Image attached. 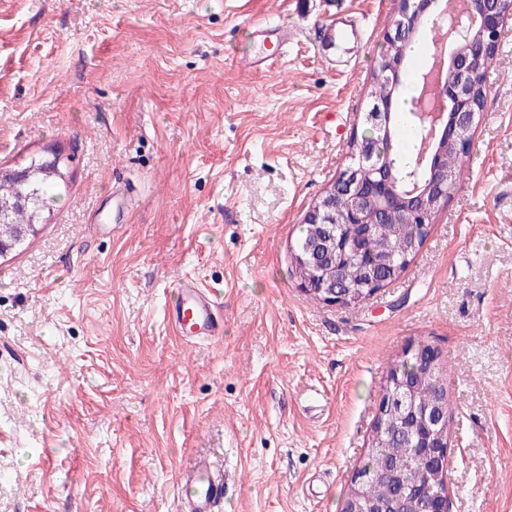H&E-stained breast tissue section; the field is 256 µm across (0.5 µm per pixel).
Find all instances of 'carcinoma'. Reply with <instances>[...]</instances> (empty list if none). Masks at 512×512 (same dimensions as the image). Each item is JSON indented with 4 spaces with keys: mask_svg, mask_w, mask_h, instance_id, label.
<instances>
[{
    "mask_svg": "<svg viewBox=\"0 0 512 512\" xmlns=\"http://www.w3.org/2000/svg\"><path fill=\"white\" fill-rule=\"evenodd\" d=\"M408 44H387L379 52L372 69L371 83L368 91V103L384 104L391 97L400 94L401 89L394 88L390 82L393 61L402 60L401 70H406L409 50ZM486 91L483 82L472 86L469 109L478 113L484 110ZM408 133L418 143H423L426 129L421 122L408 112L392 111L390 121L384 126L364 124L357 140L348 144L349 156L359 153L361 147L371 146L380 162L394 166V177L402 181L415 174L420 183L427 180L428 169L416 165L419 151L406 154L395 149V141L400 132ZM434 165L443 169L451 167L457 174H463L464 164L469 156L467 151H450L438 153L433 148ZM40 200L26 211L15 214L12 224H0V238L10 240L20 224H31L37 215L50 212L48 194L66 186L63 178L38 180ZM414 205L404 201L393 210L382 207L378 201L369 204V211L377 220L372 234L364 236L355 244H348L345 253L333 260L322 258L318 267L307 272L310 280L317 281L324 277L331 265H336L337 286L342 291L363 290L367 278H372L387 285L397 279L408 262L423 246L429 230L422 227L413 214ZM326 233L324 224H304L293 250L299 252L303 245ZM394 369L407 378L414 388L418 405L439 402L443 412H448V396L440 375L430 376L418 367L417 359L411 357L401 360ZM359 470L366 475L364 482L354 488L357 507L361 512H374L377 506L385 507V512H419V501L414 493V481L419 478L437 475L434 487L441 490L446 486V468L441 461L424 453L417 447L416 427L412 421L394 420L382 432L372 429L368 439V448Z\"/></svg>",
    "mask_w": 512,
    "mask_h": 512,
    "instance_id": "obj_1",
    "label": "carcinoma"
}]
</instances>
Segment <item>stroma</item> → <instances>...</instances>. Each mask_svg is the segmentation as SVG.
<instances>
[{"label":"stroma","instance_id":"1","mask_svg":"<svg viewBox=\"0 0 512 512\" xmlns=\"http://www.w3.org/2000/svg\"><path fill=\"white\" fill-rule=\"evenodd\" d=\"M398 0H0V166L70 155L67 191L0 260V512H341L390 369L447 383L450 512H512V18L458 190L402 276L354 307L291 246L363 129ZM291 39L247 69L258 24ZM224 333L166 325L182 280ZM224 493V469L198 457L178 478L180 512H217Z\"/></svg>","mask_w":512,"mask_h":512}]
</instances>
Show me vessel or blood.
I'll return each instance as SVG.
<instances>
[{
  "label": "vessel or blood",
  "mask_w": 512,
  "mask_h": 512,
  "mask_svg": "<svg viewBox=\"0 0 512 512\" xmlns=\"http://www.w3.org/2000/svg\"><path fill=\"white\" fill-rule=\"evenodd\" d=\"M217 297L196 279L185 278L168 303L166 320L184 341L215 336ZM224 493V470L209 457H198L178 478L179 512H218Z\"/></svg>",
  "instance_id": "obj_1"
}]
</instances>
